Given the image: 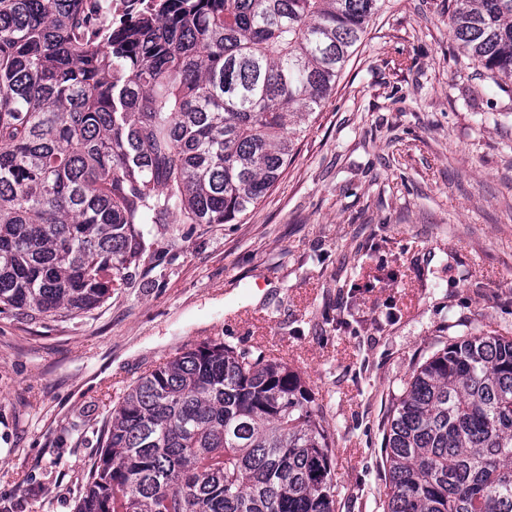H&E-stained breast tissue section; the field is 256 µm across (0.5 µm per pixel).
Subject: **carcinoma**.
Here are the masks:
<instances>
[{
	"label": "carcinoma",
	"mask_w": 512,
	"mask_h": 512,
	"mask_svg": "<svg viewBox=\"0 0 512 512\" xmlns=\"http://www.w3.org/2000/svg\"><path fill=\"white\" fill-rule=\"evenodd\" d=\"M0 0V314L85 311L157 224H231L291 162L378 0ZM448 29L512 83V0ZM334 437L300 374L205 341L117 398L77 512H335ZM383 512H512V336H460L385 429Z\"/></svg>",
	"instance_id": "carcinoma-1"
}]
</instances>
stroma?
<instances>
[{"label":"stroma","instance_id":"stroma-1","mask_svg":"<svg viewBox=\"0 0 512 512\" xmlns=\"http://www.w3.org/2000/svg\"><path fill=\"white\" fill-rule=\"evenodd\" d=\"M279 181L232 224H160L100 307L0 314V512H75L112 402L205 340L301 373L336 512H383L384 428L456 336H512V92L448 0H381Z\"/></svg>","mask_w":512,"mask_h":512}]
</instances>
